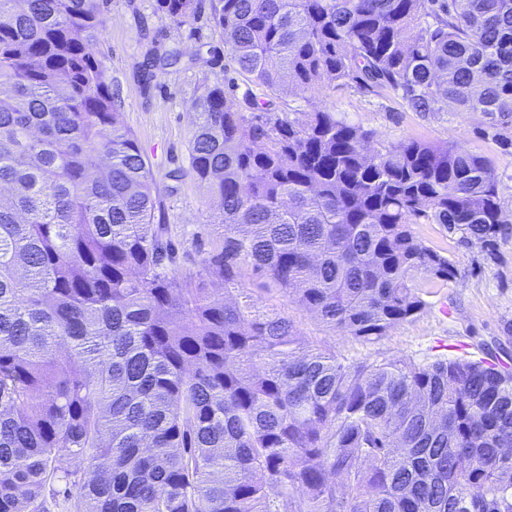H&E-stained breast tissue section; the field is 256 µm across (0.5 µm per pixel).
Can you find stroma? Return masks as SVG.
<instances>
[{"mask_svg": "<svg viewBox=\"0 0 512 512\" xmlns=\"http://www.w3.org/2000/svg\"><path fill=\"white\" fill-rule=\"evenodd\" d=\"M107 25L98 49L106 56L112 86L121 99L120 119L137 138L154 178L155 219L166 224L179 248L178 270L198 273L201 262L224 240V226L205 186L189 171L188 148L194 132L191 109L203 82L223 78L229 56L224 36L210 19V0H200L194 19L178 24L157 12L155 0H99ZM177 49L178 65L156 70L145 79L150 49ZM281 112L325 110L348 123L374 131L383 144L425 140L456 143L490 157L506 212L512 213V146L484 138L472 114L443 112L422 116L393 95L363 94L350 87L325 85L308 93L282 92ZM181 171L171 180V171ZM414 233L448 255L458 268L454 281L432 288L428 305L416 319L393 327L376 343H363L332 331L276 289H261L258 279L245 283L259 309L277 308L295 322L310 344L350 360L407 359L429 364L439 359L482 360L486 344L499 340L504 361L512 366V226L493 250L467 245L436 224H417Z\"/></svg>", "mask_w": 512, "mask_h": 512, "instance_id": "obj_1", "label": "stroma"}]
</instances>
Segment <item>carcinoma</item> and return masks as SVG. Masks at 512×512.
<instances>
[{
	"label": "carcinoma",
	"mask_w": 512,
	"mask_h": 512,
	"mask_svg": "<svg viewBox=\"0 0 512 512\" xmlns=\"http://www.w3.org/2000/svg\"><path fill=\"white\" fill-rule=\"evenodd\" d=\"M182 24L198 0H156ZM236 72L192 104L189 166L224 224L178 273L153 174L119 120L98 0H0V512H512V369L349 361L260 311L265 288L365 343L454 263L413 224L491 246L512 220L490 158L373 146L335 83L512 129V0H212ZM181 53L151 57L149 68Z\"/></svg>",
	"instance_id": "1"
}]
</instances>
